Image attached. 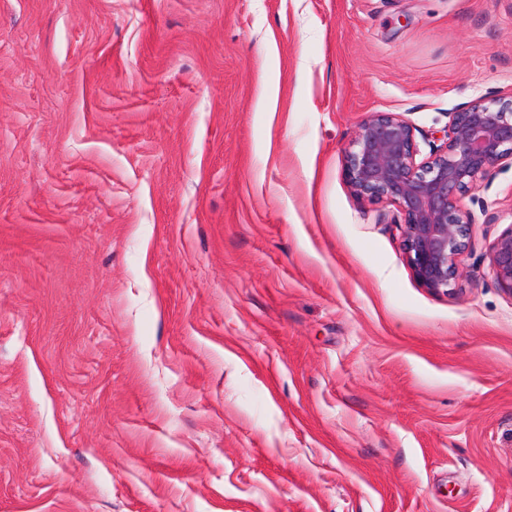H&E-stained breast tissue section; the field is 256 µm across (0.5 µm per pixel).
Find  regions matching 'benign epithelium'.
Masks as SVG:
<instances>
[{
	"label": "benign epithelium",
	"instance_id": "1",
	"mask_svg": "<svg viewBox=\"0 0 512 512\" xmlns=\"http://www.w3.org/2000/svg\"><path fill=\"white\" fill-rule=\"evenodd\" d=\"M420 149L415 128L397 112H372L346 152L345 178L359 197L396 206L403 258L431 292L455 289L459 259L474 249L475 217L461 197L491 169L512 162V96H479L449 113L438 140ZM498 285L512 295V226L490 247Z\"/></svg>",
	"mask_w": 512,
	"mask_h": 512
}]
</instances>
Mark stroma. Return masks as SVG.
<instances>
[{
  "mask_svg": "<svg viewBox=\"0 0 512 512\" xmlns=\"http://www.w3.org/2000/svg\"><path fill=\"white\" fill-rule=\"evenodd\" d=\"M512 95V0H0V512H512V166L453 293L345 154ZM489 256L498 285L512 295V226L493 242Z\"/></svg>",
  "mask_w": 512,
  "mask_h": 512,
  "instance_id": "stroma-1",
  "label": "stroma"
}]
</instances>
